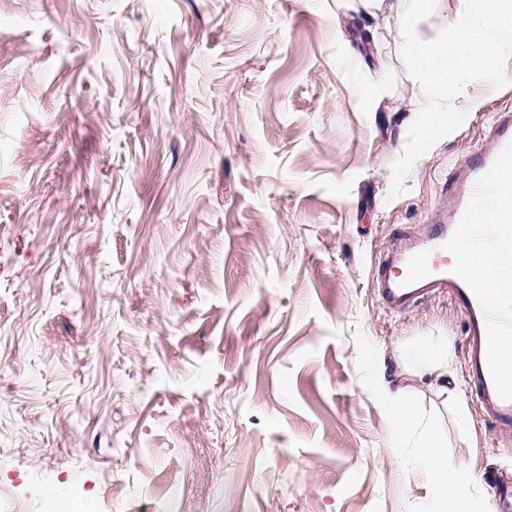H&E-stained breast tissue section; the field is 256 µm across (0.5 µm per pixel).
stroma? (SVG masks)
<instances>
[{
  "label": "stroma",
  "instance_id": "35a3bbf8",
  "mask_svg": "<svg viewBox=\"0 0 512 512\" xmlns=\"http://www.w3.org/2000/svg\"><path fill=\"white\" fill-rule=\"evenodd\" d=\"M427 106L362 0H0V512H429L370 355L495 507L465 316L375 278L512 86L464 72L426 146ZM439 342L444 391L400 357Z\"/></svg>",
  "mask_w": 512,
  "mask_h": 512
}]
</instances>
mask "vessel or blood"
Here are the masks:
<instances>
[{
    "label": "vessel or blood",
    "mask_w": 512,
    "mask_h": 512,
    "mask_svg": "<svg viewBox=\"0 0 512 512\" xmlns=\"http://www.w3.org/2000/svg\"><path fill=\"white\" fill-rule=\"evenodd\" d=\"M493 146L470 160L456 201L448 213L428 225L424 237L387 253L379 262L377 294L387 308L405 311L436 291H445L465 314L469 326L467 377L481 408L497 429L512 428V383L501 376L499 339L512 336V313L502 314L487 302L484 278L462 273L448 255L463 246L478 248L497 242L512 251V227L480 222L472 203L495 196L500 209L512 215V186H490V171L512 164V114L503 113L491 129Z\"/></svg>",
    "instance_id": "b4317fda"
}]
</instances>
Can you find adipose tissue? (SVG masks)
<instances>
[{
	"mask_svg": "<svg viewBox=\"0 0 512 512\" xmlns=\"http://www.w3.org/2000/svg\"><path fill=\"white\" fill-rule=\"evenodd\" d=\"M375 10L396 19V35L402 42L421 87L430 102L423 114L425 141L439 137L440 129L452 119L451 99L458 78L465 71L497 73V58L505 45L512 43V0H469L467 13L458 22L449 41L421 39L415 19L429 0H369ZM451 263H463L466 270L480 273L487 284L489 298L500 308L512 310V266L501 256L462 258L454 254ZM371 390H382L389 402L388 445L400 448L408 434H415L416 451L410 464L423 470L432 488L431 512H488L485 502L470 493L473 471L466 465L448 461L446 444L433 427L418 422L414 400L403 390L391 389L384 368L375 357L367 359Z\"/></svg>",
	"mask_w": 512,
	"mask_h": 512,
	"instance_id": "1",
	"label": "adipose tissue"
}]
</instances>
